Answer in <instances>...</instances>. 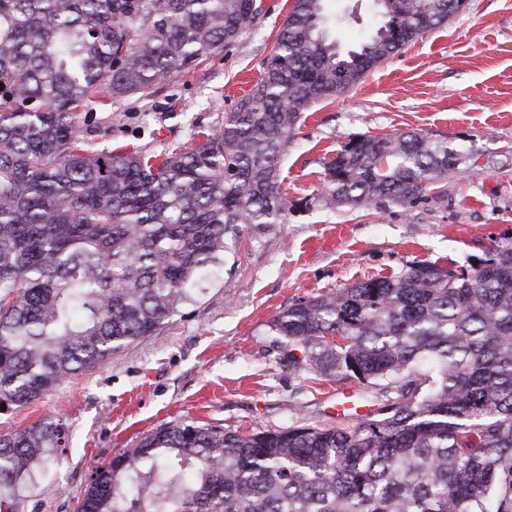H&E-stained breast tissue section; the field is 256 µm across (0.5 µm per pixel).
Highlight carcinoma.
Returning <instances> with one entry per match:
<instances>
[{
	"mask_svg": "<svg viewBox=\"0 0 512 512\" xmlns=\"http://www.w3.org/2000/svg\"><path fill=\"white\" fill-rule=\"evenodd\" d=\"M326 0H294L263 75L224 126L181 150L87 148L89 105L148 97L255 19L256 0H0V405L37 400L156 333L243 224H279L278 162L307 107L443 25L462 0H374L342 52ZM465 162L448 138L351 139L325 166L333 206L412 205ZM277 331L338 382L429 362L430 390L347 429L240 434L178 421L95 470L80 512H512V238L460 270L413 263L300 300ZM60 421L0 436V512L64 445Z\"/></svg>",
	"mask_w": 512,
	"mask_h": 512,
	"instance_id": "cac0c4a2",
	"label": "carcinoma"
}]
</instances>
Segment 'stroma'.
<instances>
[{"label": "stroma", "mask_w": 512, "mask_h": 512, "mask_svg": "<svg viewBox=\"0 0 512 512\" xmlns=\"http://www.w3.org/2000/svg\"><path fill=\"white\" fill-rule=\"evenodd\" d=\"M260 3L253 23L209 63L151 96L96 104L92 149L129 142L170 151L198 127L223 125L259 80L293 0ZM330 4L347 13L330 31L342 49L374 30L371 0ZM403 131L448 137L467 161L411 207L321 200L324 168L351 138ZM279 169L283 222L244 227L195 301L153 336L0 412V435L46 417L61 419L68 433L43 474L20 489L18 512H77L98 467L169 422L248 433L347 428L396 399L395 386L336 383L294 362L274 319L300 300L411 263L469 266L512 236V0H469L359 84L309 105ZM345 393L355 408L336 413Z\"/></svg>", "instance_id": "stroma-1"}]
</instances>
